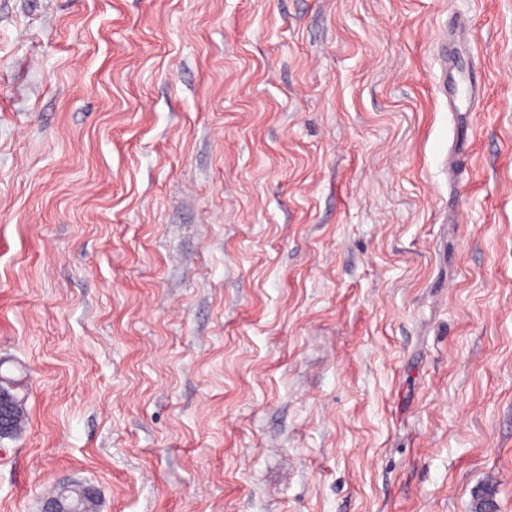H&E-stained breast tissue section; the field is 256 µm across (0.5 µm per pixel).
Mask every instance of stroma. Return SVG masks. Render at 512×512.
<instances>
[{
	"label": "stroma",
	"mask_w": 512,
	"mask_h": 512,
	"mask_svg": "<svg viewBox=\"0 0 512 512\" xmlns=\"http://www.w3.org/2000/svg\"><path fill=\"white\" fill-rule=\"evenodd\" d=\"M0 372V512H512V0H0ZM458 28H448L447 34L442 40V49L439 55L440 75L436 87L448 100L449 112H461L460 80L458 79V52L461 38L456 34ZM66 501L71 505L80 509L79 512H96L98 500L95 497L82 498L79 491H67L64 493ZM66 504L60 497H52L45 500L42 510L43 512H75L74 507Z\"/></svg>",
	"instance_id": "1"
}]
</instances>
